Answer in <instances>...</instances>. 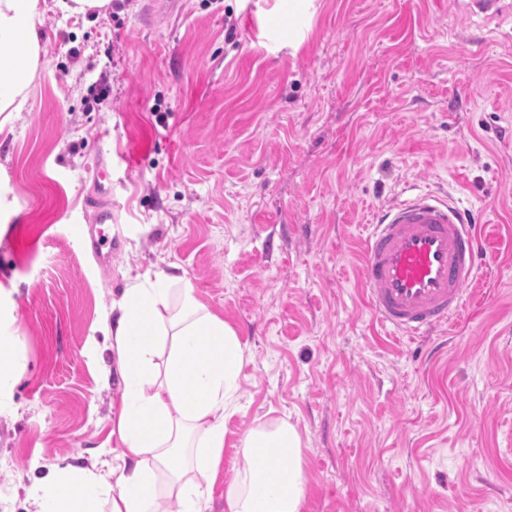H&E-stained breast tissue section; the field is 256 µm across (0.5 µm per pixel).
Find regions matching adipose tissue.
I'll return each instance as SVG.
<instances>
[{"instance_id":"obj_1","label":"adipose tissue","mask_w":512,"mask_h":512,"mask_svg":"<svg viewBox=\"0 0 512 512\" xmlns=\"http://www.w3.org/2000/svg\"><path fill=\"white\" fill-rule=\"evenodd\" d=\"M45 11L46 0H0V135L44 68ZM104 333L122 382L112 407L118 463L54 470L31 492L33 512H211L245 343L190 284L162 271L128 284ZM22 371L12 337L0 333V412L11 408ZM237 446L243 465L224 484V512H301L307 475L297 426L262 422ZM179 455L184 465L170 468Z\"/></svg>"}]
</instances>
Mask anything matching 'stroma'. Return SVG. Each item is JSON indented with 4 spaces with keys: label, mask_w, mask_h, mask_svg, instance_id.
<instances>
[{
    "label": "stroma",
    "mask_w": 512,
    "mask_h": 512,
    "mask_svg": "<svg viewBox=\"0 0 512 512\" xmlns=\"http://www.w3.org/2000/svg\"><path fill=\"white\" fill-rule=\"evenodd\" d=\"M173 2L47 9L45 68L0 135V332L26 364L0 512L111 459L101 326L149 269L248 344L213 512L233 442L276 419L303 437L302 512H512V0ZM404 190L469 209L491 264L426 340L387 334L361 279L365 211ZM107 205L99 258L76 233Z\"/></svg>",
    "instance_id": "obj_1"
}]
</instances>
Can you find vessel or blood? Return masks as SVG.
<instances>
[{
    "mask_svg": "<svg viewBox=\"0 0 512 512\" xmlns=\"http://www.w3.org/2000/svg\"><path fill=\"white\" fill-rule=\"evenodd\" d=\"M363 233L361 275L382 324L411 339L457 323L484 266L465 209L428 191L377 210Z\"/></svg>",
    "mask_w": 512,
    "mask_h": 512,
    "instance_id": "b4317fda",
    "label": "vessel or blood"
}]
</instances>
